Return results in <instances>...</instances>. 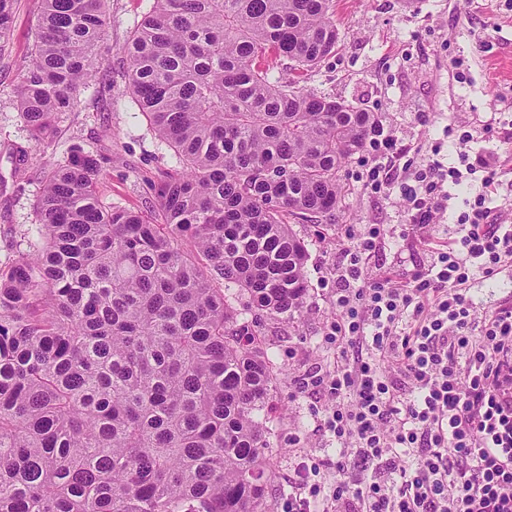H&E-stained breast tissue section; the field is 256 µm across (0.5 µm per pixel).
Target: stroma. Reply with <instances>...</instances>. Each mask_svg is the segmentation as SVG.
<instances>
[{"instance_id":"1","label":"stroma","mask_w":512,"mask_h":512,"mask_svg":"<svg viewBox=\"0 0 512 512\" xmlns=\"http://www.w3.org/2000/svg\"><path fill=\"white\" fill-rule=\"evenodd\" d=\"M42 6V0H16L11 52L0 58V175L7 179L0 190V265L15 258L24 233L35 232L42 165L69 145H94L107 157L100 193L109 205L151 212L152 185L168 167V148L158 142L127 94L111 108L95 100L92 91L83 92L79 111L65 114L53 143L30 144L14 89L17 68L28 55L30 28ZM150 6L151 0H111L113 70L122 69L120 48ZM333 20L338 50L305 77L306 89L377 113L418 165L425 162L430 143L440 148L444 161L456 162V147L444 136V127H480L468 148L474 154H497L492 202L499 205L512 196V0H335ZM458 57L469 62L463 80L452 68ZM14 144L30 151L31 162L19 174L10 154ZM361 169V160L355 159L341 172L345 192L334 224L296 227L309 250L302 314L290 322L265 323L264 340L281 373L270 415L276 478L267 502L270 512L288 492L293 449L314 456L327 452L314 431L318 413L301 393L297 377L312 363L324 325L336 317L332 268L347 245L343 229L348 224L396 226L407 220L399 195L370 194L359 179ZM428 242V235L418 233L381 250L368 261L367 276L404 274L421 260Z\"/></svg>"}]
</instances>
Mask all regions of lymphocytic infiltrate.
<instances>
[{
  "instance_id": "lymphocytic-infiltrate-1",
  "label": "lymphocytic infiltrate",
  "mask_w": 512,
  "mask_h": 512,
  "mask_svg": "<svg viewBox=\"0 0 512 512\" xmlns=\"http://www.w3.org/2000/svg\"><path fill=\"white\" fill-rule=\"evenodd\" d=\"M477 173L482 193L444 223L451 187ZM496 175L464 153L416 166L394 132L372 134L360 178L399 190L408 222L345 227L328 357L300 384L335 453L295 462L283 512H512V301L480 320L467 288L512 264V225L488 204ZM436 226L443 242L407 280L365 277L385 239Z\"/></svg>"
}]
</instances>
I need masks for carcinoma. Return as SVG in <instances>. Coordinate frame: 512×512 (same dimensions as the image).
Segmentation results:
<instances>
[{
    "label": "carcinoma",
    "mask_w": 512,
    "mask_h": 512,
    "mask_svg": "<svg viewBox=\"0 0 512 512\" xmlns=\"http://www.w3.org/2000/svg\"><path fill=\"white\" fill-rule=\"evenodd\" d=\"M109 0H43L15 98L30 140L103 74ZM15 0H0V53ZM333 0H152L122 77L175 165L154 216L99 195L107 158L45 171L36 239L0 266V512H267L278 372L308 249L376 113L299 86L336 53ZM292 62L296 76L276 74Z\"/></svg>",
    "instance_id": "1"
}]
</instances>
